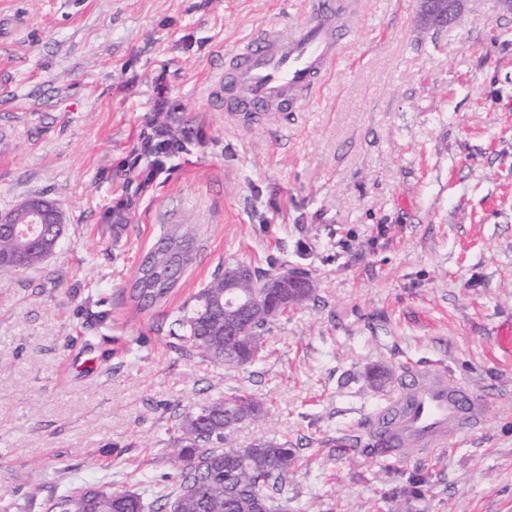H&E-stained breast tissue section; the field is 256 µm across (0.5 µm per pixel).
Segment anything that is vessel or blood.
I'll use <instances>...</instances> for the list:
<instances>
[{
	"label": "vessel or blood",
	"instance_id": "vessel-or-blood-1",
	"mask_svg": "<svg viewBox=\"0 0 512 512\" xmlns=\"http://www.w3.org/2000/svg\"><path fill=\"white\" fill-rule=\"evenodd\" d=\"M349 33L335 0H316L294 33L266 28L227 52L228 72L212 93L223 98L232 120L280 119L321 90ZM490 408L487 395L450 378L442 365L409 363L400 370L392 398L367 414L366 443L387 463L410 452L440 457L482 431Z\"/></svg>",
	"mask_w": 512,
	"mask_h": 512
}]
</instances>
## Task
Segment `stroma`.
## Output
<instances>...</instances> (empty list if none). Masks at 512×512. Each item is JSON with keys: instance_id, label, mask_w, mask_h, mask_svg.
Returning <instances> with one entry per match:
<instances>
[{"instance_id": "1", "label": "stroma", "mask_w": 512, "mask_h": 512, "mask_svg": "<svg viewBox=\"0 0 512 512\" xmlns=\"http://www.w3.org/2000/svg\"><path fill=\"white\" fill-rule=\"evenodd\" d=\"M308 2L0 0V214L42 198L64 217L51 256L0 276L8 512L88 488L156 512L183 415L238 389L265 414L227 445L295 450L286 512H512V12L463 0L428 31L415 0H353L335 70L287 129L228 120L208 98L225 51L290 33ZM160 111L187 137L134 196L126 166ZM181 224L192 260L140 307V259ZM236 263L318 288L227 370L169 330ZM409 362L496 404L448 458L386 464L363 419Z\"/></svg>"}]
</instances>
